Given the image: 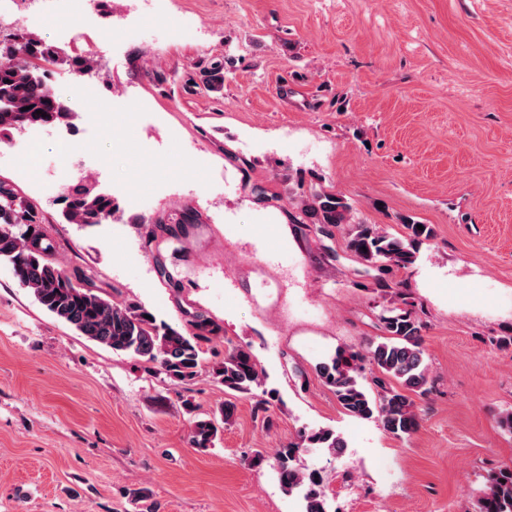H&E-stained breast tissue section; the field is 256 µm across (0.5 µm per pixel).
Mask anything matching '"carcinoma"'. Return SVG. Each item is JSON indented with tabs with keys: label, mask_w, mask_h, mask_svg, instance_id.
<instances>
[{
	"label": "carcinoma",
	"mask_w": 512,
	"mask_h": 512,
	"mask_svg": "<svg viewBox=\"0 0 512 512\" xmlns=\"http://www.w3.org/2000/svg\"><path fill=\"white\" fill-rule=\"evenodd\" d=\"M29 58L0 68V142H8L12 131L25 126H53L65 123L70 110L48 88V71L57 64L54 46L27 37ZM64 217L70 224H86L93 216L114 210L112 197L77 183L62 197ZM25 214L31 235L22 236L11 227L17 213ZM298 224H322L348 227V248L367 268L381 263L406 267L414 262L418 247L432 237V228L404 220V232L398 235L374 224L353 221V206L344 198L312 190L302 199ZM42 218L35 208L18 196L13 188L0 182V258L9 259L19 283L30 290L43 309L70 325L88 339L112 350L139 357L154 365L174 384H186L202 366V343L211 341L216 324L200 314L184 332L156 318L134 304L102 298L90 285L73 281L50 259L53 244L43 232ZM377 320L384 336L361 348H340L315 371L334 393L337 403L349 415L374 420L388 434L407 438L420 424L416 395L430 392V367L423 348V324L408 302L391 303L381 309ZM216 379L228 392L246 394L262 384V370L251 350L230 347L214 370ZM193 415L191 438L195 448L205 451L214 446L218 423L229 424L236 405L226 401L218 413L199 416L192 402H185ZM302 448H322L339 456L346 448L344 438L332 429L303 432L297 440L278 449L276 466L282 487L304 491V512H327L326 494L321 477L296 465ZM132 500L146 512H158L147 488L132 492ZM478 512H512V468L491 472L477 497Z\"/></svg>",
	"instance_id": "obj_1"
}]
</instances>
